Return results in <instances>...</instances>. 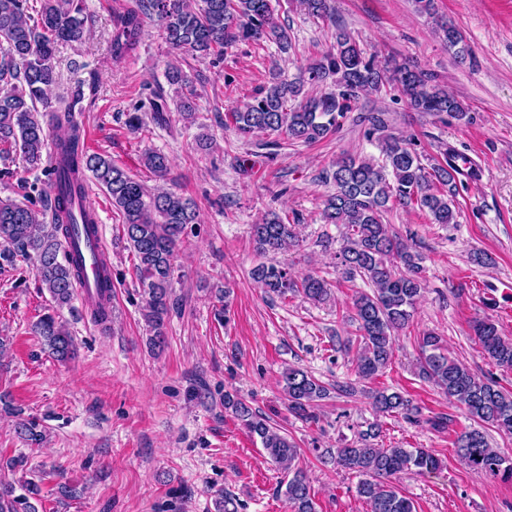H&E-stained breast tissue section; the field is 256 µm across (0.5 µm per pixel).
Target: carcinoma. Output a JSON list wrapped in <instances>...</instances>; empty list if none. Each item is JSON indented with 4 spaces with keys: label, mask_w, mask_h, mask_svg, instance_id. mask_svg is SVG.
<instances>
[{
    "label": "carcinoma",
    "mask_w": 512,
    "mask_h": 512,
    "mask_svg": "<svg viewBox=\"0 0 512 512\" xmlns=\"http://www.w3.org/2000/svg\"><path fill=\"white\" fill-rule=\"evenodd\" d=\"M298 2L313 17L325 18L331 11L330 0ZM84 10L83 0H41L40 9L32 14L28 0H0V155L13 156L27 172L44 174L29 184V203L0 198V266H11L18 257L34 261L39 287L48 291L56 306L70 304L79 267L67 261L64 242L81 223L86 231H95L96 224L88 214L80 219L71 213L72 199L85 191L81 178L91 173L124 217L123 234L134 256L145 301L149 344L161 351L174 310L177 247L188 228L198 223L197 208L184 195L150 188L111 159L87 150L74 121L76 106L83 98L81 89H75L65 104L51 105L49 92L57 81L56 48L84 39ZM143 14L156 15L166 43L175 51L222 56L225 48L240 42H273L282 50L290 43L288 27L275 16L272 0H200L196 7L188 0H140L139 10L119 16L112 36L114 59L121 60L137 48ZM436 25L444 45L464 61L469 48L460 31L448 21L438 19ZM167 80L187 89L178 108L184 120L196 121L195 91L188 76L173 64ZM328 83L336 91L308 94L310 87ZM386 85L415 112L470 120L463 104L433 76L396 60L379 63L342 28L336 29L331 48L302 67L297 77L283 79L276 69H270L267 85L226 116L243 137L281 132L290 140L312 143L336 132L361 95ZM148 111L157 124L167 123L168 103L162 91L127 113L129 129L139 130ZM362 122L368 125V135L377 136L384 164L355 157L337 160L325 176L334 192L325 200L323 219L347 229L339 253L344 278L353 281L359 277L372 285L371 292H358L352 298L360 332L357 373L368 380L391 363L392 337L412 323L423 288L422 255L393 234L383 221L384 214L396 205L415 204L428 214L430 223L453 224L455 197L463 178L477 180L482 172L451 147L443 149L442 160L428 169L413 143L388 132L382 114L367 113ZM53 126L64 127L67 133L52 142ZM141 161L159 177L166 175L165 155L146 151ZM297 227L298 223L290 224L276 213L268 215L251 226L256 250L272 255L290 250L298 243ZM252 277L269 294L297 292L317 303L331 295L322 278L306 274L295 279L278 262L256 266ZM33 331L43 349L57 360L74 357V340L57 314L41 315ZM472 331L490 365L512 370V340L501 334L493 320H474ZM418 363L423 378L476 423L457 434V455L475 470L512 479V460L491 448L481 430L487 425L512 434V393L502 390L493 377L481 378L451 359L442 338L433 332L420 338ZM282 381L290 411L302 420L315 421V402L327 394L326 388L299 368L286 369ZM373 406L383 416L399 415L410 423L419 422L418 408L401 392L378 390ZM224 410L231 412L251 437L259 438L271 460L287 472L284 497L292 512H317L307 476L296 466L294 443L230 392L224 393ZM0 412L13 418L16 435L27 444L38 446L46 439L39 421L24 415L23 409L2 393ZM379 433L380 425H371L355 442L336 449L331 460L360 477L357 492L366 500L369 512H415L414 503L394 480L401 474L431 473L439 469V459L425 448H383L377 442ZM41 492V482L24 475L12 481L0 477V512H40Z\"/></svg>",
    "instance_id": "carcinoma-1"
}]
</instances>
